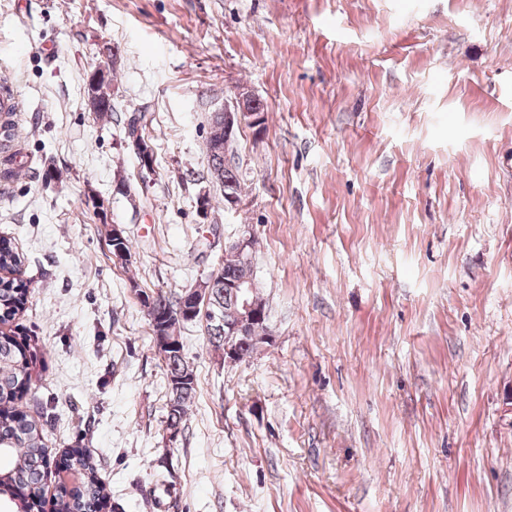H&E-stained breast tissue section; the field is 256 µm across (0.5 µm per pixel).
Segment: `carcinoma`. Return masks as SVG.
Returning <instances> with one entry per match:
<instances>
[{
  "label": "carcinoma",
  "instance_id": "carcinoma-1",
  "mask_svg": "<svg viewBox=\"0 0 512 512\" xmlns=\"http://www.w3.org/2000/svg\"><path fill=\"white\" fill-rule=\"evenodd\" d=\"M111 80L101 81L88 98L94 112L112 111L111 95L105 92ZM223 116L213 111L210 116V133L206 140V155L212 174L220 181L226 194L241 192L237 173L226 164L224 156ZM24 257L10 243L0 240V327L10 324L28 303L29 285L23 278ZM246 278H253L251 263L236 255L224 258L222 278L216 280L213 300L224 308V323L233 321L231 310L237 299L230 285ZM177 294L158 293L148 315L153 332L169 336L179 320L171 316L180 306ZM34 354L30 344L0 330V494L17 497L29 490L33 499L26 512H41L40 497L49 457L44 443V429L35 419L19 410L17 402L29 390ZM168 382V407L166 420L181 425L193 398L195 375L180 354L172 347L165 363ZM70 465L82 470V486L70 489L62 484L54 494V512H104L108 497L99 480L92 457L86 451L72 456Z\"/></svg>",
  "mask_w": 512,
  "mask_h": 512
}]
</instances>
